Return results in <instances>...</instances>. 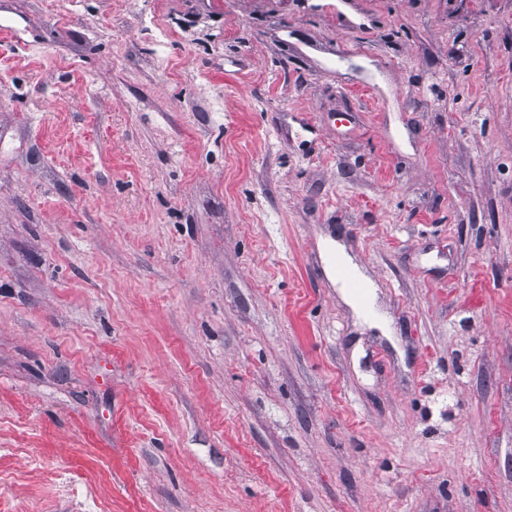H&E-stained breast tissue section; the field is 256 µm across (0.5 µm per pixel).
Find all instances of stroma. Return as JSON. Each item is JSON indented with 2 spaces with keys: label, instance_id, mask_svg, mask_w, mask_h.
<instances>
[{
  "label": "stroma",
  "instance_id": "35a3bbf8",
  "mask_svg": "<svg viewBox=\"0 0 512 512\" xmlns=\"http://www.w3.org/2000/svg\"><path fill=\"white\" fill-rule=\"evenodd\" d=\"M335 3L0 0V512H512V0ZM329 274L334 281L343 283L347 288H350L363 307H368L369 301L366 286L355 280L343 264L336 262V259H334L330 263Z\"/></svg>",
  "mask_w": 512,
  "mask_h": 512
}]
</instances>
